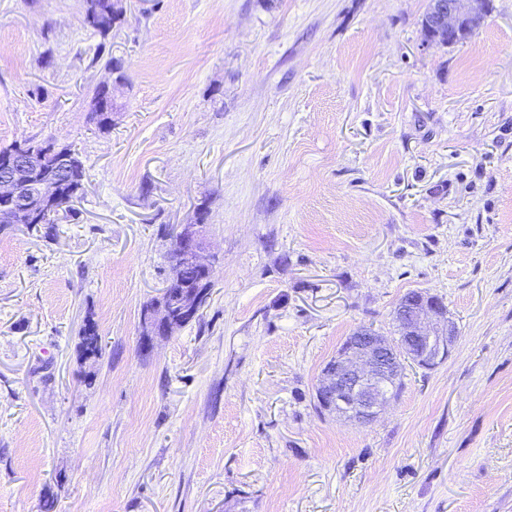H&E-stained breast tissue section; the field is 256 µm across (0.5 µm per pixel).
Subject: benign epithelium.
I'll return each instance as SVG.
<instances>
[{"label": "benign epithelium", "mask_w": 512, "mask_h": 512, "mask_svg": "<svg viewBox=\"0 0 512 512\" xmlns=\"http://www.w3.org/2000/svg\"><path fill=\"white\" fill-rule=\"evenodd\" d=\"M488 16L487 0H430L426 24L439 41L463 26L479 30ZM58 159L53 176L42 169L26 144L0 156V224L22 220L41 221L55 210L61 196L63 177L69 173L70 157L65 147L51 143ZM178 260L193 266L203 282H212L213 270L204 257L205 225L185 224L177 232ZM171 304L143 316V336H167L193 321L204 305L207 291L176 280L170 283ZM397 340L422 368L431 370L450 356L458 339L455 323L442 301L425 293L399 307ZM395 372L393 341L362 327L355 331L323 369L315 399L318 407L356 425H368L390 404L392 397L381 384Z\"/></svg>", "instance_id": "1"}]
</instances>
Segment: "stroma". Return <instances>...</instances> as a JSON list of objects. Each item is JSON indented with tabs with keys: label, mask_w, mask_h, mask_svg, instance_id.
<instances>
[{
	"label": "stroma",
	"mask_w": 512,
	"mask_h": 512,
	"mask_svg": "<svg viewBox=\"0 0 512 512\" xmlns=\"http://www.w3.org/2000/svg\"><path fill=\"white\" fill-rule=\"evenodd\" d=\"M428 4L127 0L104 37L85 0H0V148L88 170L53 229L0 224V512H512V0L451 46ZM200 216L210 296L143 350ZM411 291L448 360L369 425L317 410ZM100 341L101 337L97 333L95 323L91 319L87 320L78 345L81 358L95 359L101 350Z\"/></svg>",
	"instance_id": "stroma-1"
}]
</instances>
